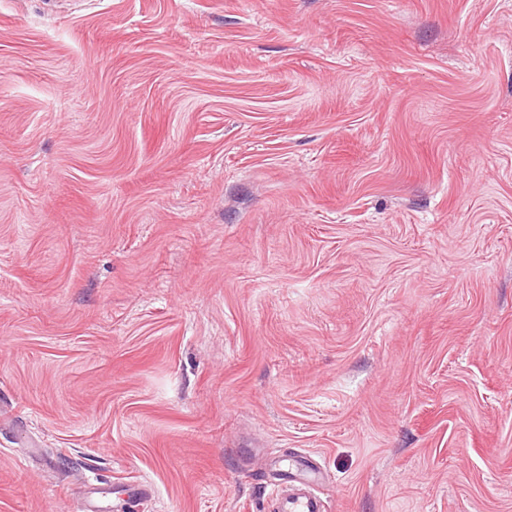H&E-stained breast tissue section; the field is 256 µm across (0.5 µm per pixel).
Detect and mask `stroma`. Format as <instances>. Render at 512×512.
Wrapping results in <instances>:
<instances>
[{
  "label": "stroma",
  "instance_id": "1",
  "mask_svg": "<svg viewBox=\"0 0 512 512\" xmlns=\"http://www.w3.org/2000/svg\"><path fill=\"white\" fill-rule=\"evenodd\" d=\"M298 454L512 512V0H0V512Z\"/></svg>",
  "mask_w": 512,
  "mask_h": 512
}]
</instances>
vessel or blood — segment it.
Masks as SVG:
<instances>
[{
    "instance_id": "b4317fda",
    "label": "vessel or blood",
    "mask_w": 512,
    "mask_h": 512,
    "mask_svg": "<svg viewBox=\"0 0 512 512\" xmlns=\"http://www.w3.org/2000/svg\"><path fill=\"white\" fill-rule=\"evenodd\" d=\"M318 481L317 471L308 460L296 457L270 486L274 512H326V503L316 488Z\"/></svg>"
}]
</instances>
